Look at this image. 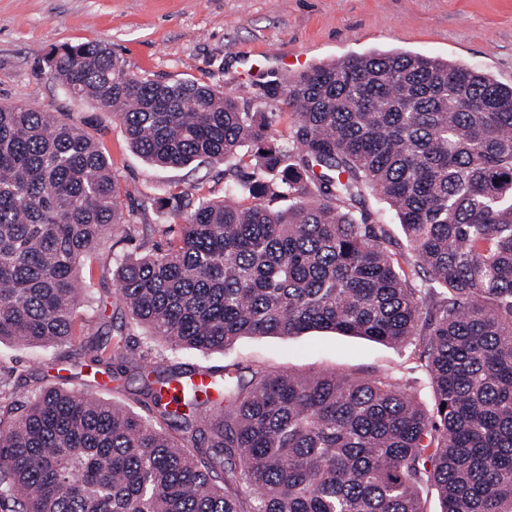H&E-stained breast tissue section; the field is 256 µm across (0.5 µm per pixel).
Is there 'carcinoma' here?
I'll use <instances>...</instances> for the list:
<instances>
[{"label": "carcinoma", "instance_id": "cac0c4a2", "mask_svg": "<svg viewBox=\"0 0 512 512\" xmlns=\"http://www.w3.org/2000/svg\"><path fill=\"white\" fill-rule=\"evenodd\" d=\"M48 62L148 162L224 164V199L116 269L131 321L110 349L76 314L82 259L132 225L111 164L74 122L0 105V342L86 336L117 381L140 327L203 353L332 330L412 347L433 401L389 375L262 369L215 376L214 405L197 387L170 400L186 373L143 359L142 417L60 387L22 402L0 376V512H423L424 487L441 512H512V87L417 53L353 56L284 85L282 137L230 90L125 73L104 42ZM370 197L402 226L399 260Z\"/></svg>", "mask_w": 512, "mask_h": 512}]
</instances>
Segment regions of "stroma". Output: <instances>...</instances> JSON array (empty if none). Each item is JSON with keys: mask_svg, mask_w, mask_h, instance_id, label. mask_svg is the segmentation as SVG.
<instances>
[{"mask_svg": "<svg viewBox=\"0 0 512 512\" xmlns=\"http://www.w3.org/2000/svg\"><path fill=\"white\" fill-rule=\"evenodd\" d=\"M109 42L126 73L166 82L196 80L240 96L252 112L267 113L278 134L294 114L267 98V82L290 80V61L305 67L372 52H410L469 64L496 82L512 85V0H0V103L28 102L68 115L99 142L124 190L119 203L136 216L118 226L85 258L91 308L79 315L111 331L127 319L114 291L112 268L124 254L151 249L147 224H177L167 200L223 198L224 167L203 163L162 169L130 147L111 112L66 96L47 63L65 44ZM156 370L234 369L268 372H336L349 377L400 378L422 404L432 391L408 349L332 331L296 336H243L221 352L170 350L136 330ZM65 347L19 349L0 343V374L13 376L19 399L41 387L64 385L131 411L140 406L130 389L102 367L74 363Z\"/></svg>", "mask_w": 512, "mask_h": 512, "instance_id": "35a3bbf8", "label": "stroma"}]
</instances>
